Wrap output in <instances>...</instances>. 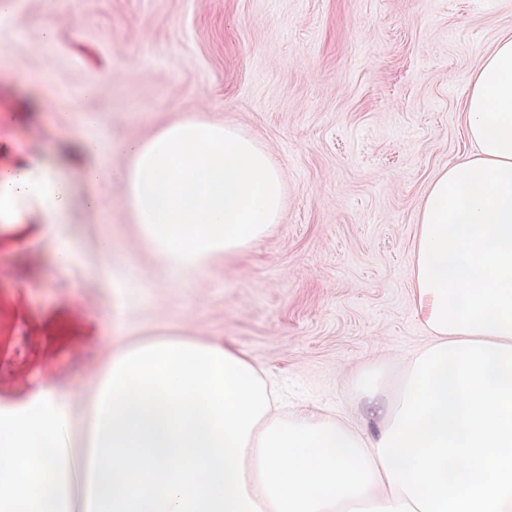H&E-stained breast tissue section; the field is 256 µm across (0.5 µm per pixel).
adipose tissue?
Instances as JSON below:
<instances>
[{"label": "adipose tissue", "instance_id": "1", "mask_svg": "<svg viewBox=\"0 0 512 512\" xmlns=\"http://www.w3.org/2000/svg\"><path fill=\"white\" fill-rule=\"evenodd\" d=\"M84 130L86 182L121 184L141 236L177 277L262 239L282 210L269 152L237 128L186 117L145 140ZM468 154L428 187L412 252L414 309L427 343L394 393L376 373L355 416H282L274 387L235 350L182 336L112 357L93 415L95 512H512V35L470 79ZM123 157L120 165L112 157ZM71 186L35 159L0 172V219L66 224ZM0 424V493L15 512H53L45 487L64 467L49 445L64 398Z\"/></svg>", "mask_w": 512, "mask_h": 512}]
</instances>
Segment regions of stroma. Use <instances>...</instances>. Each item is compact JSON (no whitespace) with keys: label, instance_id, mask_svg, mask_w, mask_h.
Here are the masks:
<instances>
[{"label":"stroma","instance_id":"35a3bbf8","mask_svg":"<svg viewBox=\"0 0 512 512\" xmlns=\"http://www.w3.org/2000/svg\"><path fill=\"white\" fill-rule=\"evenodd\" d=\"M14 24L19 40L0 44V171L40 158L67 174L75 203L53 246L36 220L0 223V415L25 420L56 388L88 451L114 351L169 334L241 352L289 411L350 412L369 368L397 388L426 342L411 304L420 207L470 149L469 80L512 33V0H80L71 12L23 0ZM48 94L98 113L111 138L193 116L236 126L283 176L279 223L172 279L123 187L83 179L82 132L58 126ZM67 246L76 259L61 270Z\"/></svg>","mask_w":512,"mask_h":512}]
</instances>
